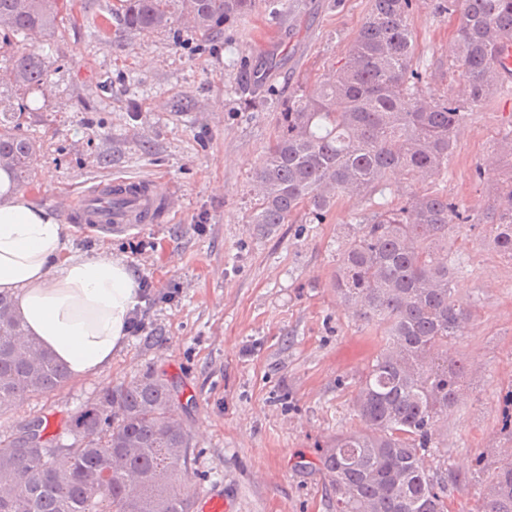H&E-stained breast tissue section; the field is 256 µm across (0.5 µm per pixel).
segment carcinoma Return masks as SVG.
<instances>
[{
    "mask_svg": "<svg viewBox=\"0 0 512 512\" xmlns=\"http://www.w3.org/2000/svg\"><path fill=\"white\" fill-rule=\"evenodd\" d=\"M177 1L208 35L251 13L256 2L126 0L122 25L143 34L167 28ZM457 5L444 0L440 9ZM412 6L371 0L341 65L312 93L288 96L256 172L260 198L250 223L286 224L302 211L321 224L339 198L367 196L395 170L422 186L448 167L466 106L483 102L505 74L512 0L458 5L462 100L419 87ZM59 16V0H0V30L15 37V84L29 89L47 78L26 41L53 32ZM25 109L19 103L8 124L0 118V166L18 185L36 159V139L18 132ZM489 223L498 248L512 257V176L496 186ZM464 224L478 222L455 201L423 189L402 206L357 221L340 253L334 288L382 340L353 395L362 427L336 435L320 457L336 512H448V483L420 456L446 426L466 375L450 344L470 312L452 288L454 268L437 258L448 249V231ZM68 379L64 365L25 338L12 299L0 295V408ZM172 406V385L148 371L105 389L74 417L66 425L76 437L71 445L58 443L41 418L0 439V512H193V499L181 490L191 436ZM480 512H512V459L481 482Z\"/></svg>",
    "mask_w": 512,
    "mask_h": 512,
    "instance_id": "1",
    "label": "carcinoma"
}]
</instances>
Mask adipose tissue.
I'll return each mask as SVG.
<instances>
[{
  "instance_id": "adipose-tissue-1",
  "label": "adipose tissue",
  "mask_w": 512,
  "mask_h": 512,
  "mask_svg": "<svg viewBox=\"0 0 512 512\" xmlns=\"http://www.w3.org/2000/svg\"><path fill=\"white\" fill-rule=\"evenodd\" d=\"M65 238L56 214L0 169V294L13 298L28 336L80 380L101 374L122 349L139 288L121 259L69 254Z\"/></svg>"
}]
</instances>
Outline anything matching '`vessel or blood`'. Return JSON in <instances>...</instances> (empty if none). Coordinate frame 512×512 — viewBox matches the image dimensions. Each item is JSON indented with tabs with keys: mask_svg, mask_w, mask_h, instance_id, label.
I'll return each instance as SVG.
<instances>
[{
	"mask_svg": "<svg viewBox=\"0 0 512 512\" xmlns=\"http://www.w3.org/2000/svg\"><path fill=\"white\" fill-rule=\"evenodd\" d=\"M172 196L157 194L144 179L103 180L79 198H62L65 211L78 215V225L102 236L129 233L153 224L171 212Z\"/></svg>",
	"mask_w": 512,
	"mask_h": 512,
	"instance_id": "vessel-or-blood-1",
	"label": "vessel or blood"
}]
</instances>
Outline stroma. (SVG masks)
Instances as JSON below:
<instances>
[{
    "label": "stroma",
    "mask_w": 512,
    "mask_h": 512,
    "mask_svg": "<svg viewBox=\"0 0 512 512\" xmlns=\"http://www.w3.org/2000/svg\"><path fill=\"white\" fill-rule=\"evenodd\" d=\"M439 3L413 0L416 66L424 89L459 99L457 17ZM60 5L61 30L29 43L45 83L0 87V110L26 100L20 131L37 140L20 190L66 224L71 252L109 253L151 281L139 305L147 331L128 337L102 374L1 409L0 435L37 416L58 433L102 389L152 370L174 381L175 416L192 437L185 492H219L231 512H336L319 458L337 433L360 428L351 398L380 344L331 286L337 249L354 216L405 204L408 183L396 175L373 195L339 199L321 224L297 214L263 232L249 217L283 102L340 65L370 0H259L214 36L180 15L153 33L120 29L124 0ZM511 129L506 79L469 110L432 190L488 212L496 181L512 171L498 150ZM108 178L150 179L178 208L125 235L79 230L61 198ZM448 259L472 311L456 339L467 373L446 431L421 460L448 477L449 512H477L486 470L512 454V257L462 227L448 235Z\"/></svg>",
    "instance_id": "35a3bbf8"
}]
</instances>
